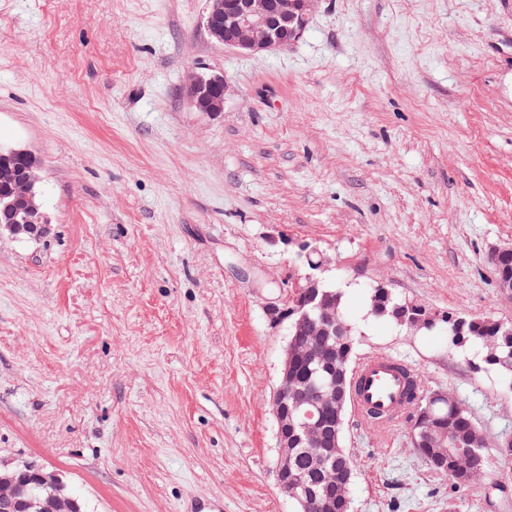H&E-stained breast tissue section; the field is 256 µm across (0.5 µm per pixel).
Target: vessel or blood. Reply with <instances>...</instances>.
Listing matches in <instances>:
<instances>
[{"instance_id":"1","label":"vessel or blood","mask_w":512,"mask_h":512,"mask_svg":"<svg viewBox=\"0 0 512 512\" xmlns=\"http://www.w3.org/2000/svg\"><path fill=\"white\" fill-rule=\"evenodd\" d=\"M411 368L392 356H372L358 368L353 402L367 425L388 429L404 418L410 407Z\"/></svg>"}]
</instances>
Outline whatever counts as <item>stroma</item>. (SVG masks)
Masks as SVG:
<instances>
[{"mask_svg":"<svg viewBox=\"0 0 512 512\" xmlns=\"http://www.w3.org/2000/svg\"><path fill=\"white\" fill-rule=\"evenodd\" d=\"M205 0H0V146L41 162L49 224L0 236V462L87 512H297L271 397L299 242L352 287L355 360L404 359L490 440L512 388L367 314L368 285L512 322V0H320L303 38L218 45ZM223 73L218 114L188 73ZM348 413L353 512H448L449 481Z\"/></svg>","mask_w":512,"mask_h":512,"instance_id":"1","label":"stroma"}]
</instances>
